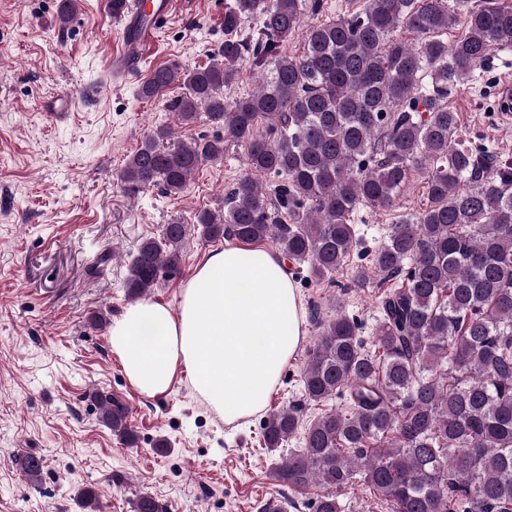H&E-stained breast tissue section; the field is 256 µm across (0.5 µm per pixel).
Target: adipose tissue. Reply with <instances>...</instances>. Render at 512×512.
Here are the masks:
<instances>
[{
    "label": "adipose tissue",
    "mask_w": 512,
    "mask_h": 512,
    "mask_svg": "<svg viewBox=\"0 0 512 512\" xmlns=\"http://www.w3.org/2000/svg\"><path fill=\"white\" fill-rule=\"evenodd\" d=\"M304 309L279 257L211 251L177 306L135 302L112 320L110 344L140 394L166 393L185 369L199 397L230 419L261 411L305 335Z\"/></svg>",
    "instance_id": "ef3b65f1"
}]
</instances>
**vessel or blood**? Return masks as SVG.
Instances as JSON below:
<instances>
[{"instance_id": "vessel-or-blood-1", "label": "vessel or blood", "mask_w": 512, "mask_h": 512, "mask_svg": "<svg viewBox=\"0 0 512 512\" xmlns=\"http://www.w3.org/2000/svg\"><path fill=\"white\" fill-rule=\"evenodd\" d=\"M128 10L117 31L116 51L108 64L107 85L129 82L134 74L133 62L154 42L158 23L172 13L175 0H128Z\"/></svg>"}]
</instances>
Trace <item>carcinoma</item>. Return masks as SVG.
<instances>
[{
  "instance_id": "obj_1",
  "label": "carcinoma",
  "mask_w": 512,
  "mask_h": 512,
  "mask_svg": "<svg viewBox=\"0 0 512 512\" xmlns=\"http://www.w3.org/2000/svg\"><path fill=\"white\" fill-rule=\"evenodd\" d=\"M321 8L322 0H234L207 65L158 67L137 90L152 99L182 82L171 108L183 125L203 113L224 135L175 140L158 127L117 180L129 196L150 187L178 195L203 163L224 157V142L239 143L247 172L223 213L197 215L201 235L269 241L295 271L322 282L359 244L354 214L391 209L409 170H427L425 207L389 226L372 266L350 268L360 285L404 276L380 295L372 347L357 320L338 312L319 323L302 371L306 402L346 391L349 406L307 424L297 408H281L262 435L272 451L303 435V448L272 474L294 490L327 489L315 512H342L339 497L357 483L392 512H512V165L461 142L448 108L458 84L512 47V0H364L347 16L307 25L301 54L281 51ZM459 14L465 31L450 44L444 35ZM252 20L257 37H242ZM402 27L416 40L397 37ZM247 58L266 76L229 100L224 88ZM261 174L279 178L274 193ZM189 234L172 222L141 240L128 297L180 271ZM93 396L100 422L135 444L128 407ZM15 464L40 479L41 458Z\"/></svg>"
}]
</instances>
